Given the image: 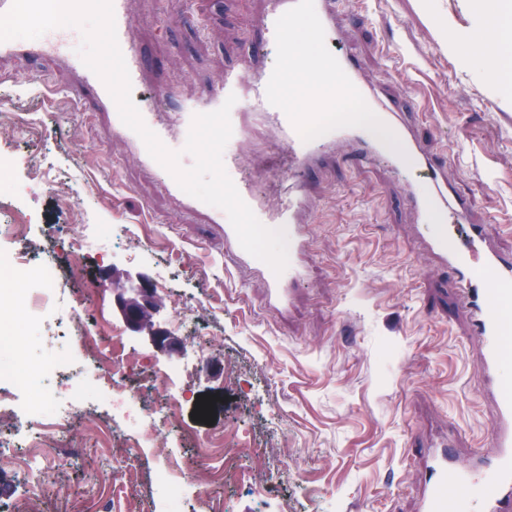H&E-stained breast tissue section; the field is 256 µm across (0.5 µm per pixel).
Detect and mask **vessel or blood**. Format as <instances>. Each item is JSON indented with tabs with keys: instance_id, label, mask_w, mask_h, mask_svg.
I'll return each mask as SVG.
<instances>
[{
	"instance_id": "obj_1",
	"label": "vessel or blood",
	"mask_w": 512,
	"mask_h": 512,
	"mask_svg": "<svg viewBox=\"0 0 512 512\" xmlns=\"http://www.w3.org/2000/svg\"><path fill=\"white\" fill-rule=\"evenodd\" d=\"M262 51L277 50L282 62L260 66L247 61L225 73L209 100L180 110L155 115L143 113L144 123L170 150L185 146L194 114L220 108L228 96L238 104L258 112L277 138L274 159L279 179L278 201L268 205L250 180L237 177L241 165L238 152L227 151L223 163L235 174L234 184L242 199L264 224H277L288 236L293 256L282 274H274L267 264L258 263L240 246L224 212L215 208L211 221L224 227V242L238 264L258 266L266 284L270 307L281 306L287 287L302 279L297 261L306 237L304 216L311 205L307 176L321 163L324 150L339 143L352 146L362 160L384 159L392 167L417 170L416 179L407 182L405 201L416 212L422 234L431 253L457 276L462 301L468 311L473 333L480 338L479 354L484 387L488 395V421L494 448L479 465L456 461L450 449L433 453L426 466V494L421 512H512V381L505 370L512 364V345L505 341L512 333V257L504 255L485 238L482 225L471 223V199L460 195L449 183L444 163L434 161L413 129L402 122L396 106L383 104L362 82L357 62L350 56L323 50L314 77L299 80L300 64L288 48L292 23L310 18L314 34H327L336 27L334 0H268ZM117 38L132 86H139L146 69L136 38V23L127 9V0H112ZM47 54L79 71L80 90L93 91L109 115L114 133L130 144L136 159L155 167L141 138L123 124L117 107L102 80L70 52L68 37L49 33L42 40L0 42V54ZM366 109L389 127L393 143L379 139L363 122L349 114ZM480 484L478 500L467 490Z\"/></svg>"
}]
</instances>
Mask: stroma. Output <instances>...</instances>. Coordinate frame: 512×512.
I'll list each match as a JSON object with an SVG mask.
<instances>
[{"instance_id": "stroma-1", "label": "stroma", "mask_w": 512, "mask_h": 512, "mask_svg": "<svg viewBox=\"0 0 512 512\" xmlns=\"http://www.w3.org/2000/svg\"><path fill=\"white\" fill-rule=\"evenodd\" d=\"M149 72L132 97L177 106L207 98L229 68L264 38L265 0H197L199 21L170 0H129ZM453 38L478 32L470 0H340L333 47L357 59L364 83L388 102L407 104L419 138L448 161V177L475 202L474 219L512 253V84L449 54L437 29ZM77 74L48 57L0 56V154L16 157L0 184V249L25 247L40 257L55 242L81 236L86 224L112 234L90 238L80 258L64 257L60 276L72 300L85 298L81 320L57 306L64 339L23 335L0 348V371L16 359H78L85 367L83 421L63 437L77 449L41 475L37 512H169L154 484L160 468L188 484L181 512H416L423 461L419 451L457 431L468 457L488 448L490 431L476 393L473 343L456 308L452 271L420 262L415 216L404 204V174L382 161L358 165L346 146L310 173L314 204L306 214L304 281L278 310L268 308L261 274L239 266L211 221L209 205L184 210L163 187L164 175L131 158L92 99L73 93ZM235 148L239 176L274 201L267 175L276 135L251 112ZM25 224L24 241L11 239ZM166 281L159 319L181 343L157 351L124 334L130 369L125 391L145 411L178 397L170 428L144 442L112 410L98 382L92 350L75 342L104 340L124 322L111 297L87 290L104 270ZM190 311L183 325L174 310ZM176 367L165 392L155 371ZM215 396L212 425L194 420L197 397ZM116 441L104 447L102 430ZM223 435V486L210 485L215 465L203 449ZM101 489L77 503L74 489Z\"/></svg>"}]
</instances>
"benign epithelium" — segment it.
Instances as JSON below:
<instances>
[{
  "label": "benign epithelium",
  "mask_w": 512,
  "mask_h": 512,
  "mask_svg": "<svg viewBox=\"0 0 512 512\" xmlns=\"http://www.w3.org/2000/svg\"><path fill=\"white\" fill-rule=\"evenodd\" d=\"M103 279L112 288L113 302L132 331L146 334L152 345L161 352L177 350L179 342L156 322L161 300L146 278H132L127 274L117 275L106 271Z\"/></svg>",
  "instance_id": "benign-epithelium-1"
}]
</instances>
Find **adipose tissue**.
Segmentation results:
<instances>
[{
    "mask_svg": "<svg viewBox=\"0 0 512 512\" xmlns=\"http://www.w3.org/2000/svg\"><path fill=\"white\" fill-rule=\"evenodd\" d=\"M479 20V35L466 47L465 56L483 65L499 63L512 53V5L501 4L497 11H488L483 0H474Z\"/></svg>",
    "mask_w": 512,
    "mask_h": 512,
    "instance_id": "ef3b65f1",
    "label": "adipose tissue"
}]
</instances>
